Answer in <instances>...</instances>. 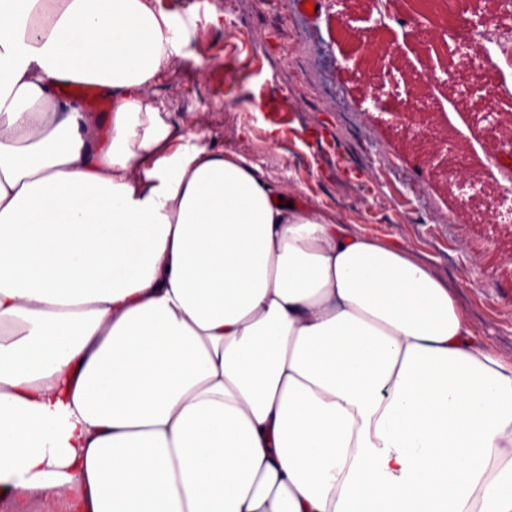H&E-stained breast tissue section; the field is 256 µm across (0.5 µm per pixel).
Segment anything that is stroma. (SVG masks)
<instances>
[{"mask_svg":"<svg viewBox=\"0 0 512 512\" xmlns=\"http://www.w3.org/2000/svg\"><path fill=\"white\" fill-rule=\"evenodd\" d=\"M293 0H237L235 24L224 0H158L183 32L182 62L152 87L174 121L202 112L224 149L248 155L280 186L298 189L342 223L385 241L407 242L453 288L477 336L512 360V223L496 224L498 181L461 203L454 176H432L428 145L409 124L367 111L368 66L340 64L345 19L365 24V0H323L313 17L292 15ZM438 130L467 143L489 108L455 103L436 90ZM236 104L218 112L220 100ZM260 101L259 111L249 102ZM281 137L271 141L269 128ZM481 282L471 285L472 271Z\"/></svg>","mask_w":512,"mask_h":512,"instance_id":"1","label":"stroma"}]
</instances>
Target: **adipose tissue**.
<instances>
[{
  "label": "adipose tissue",
  "mask_w": 512,
  "mask_h": 512,
  "mask_svg": "<svg viewBox=\"0 0 512 512\" xmlns=\"http://www.w3.org/2000/svg\"><path fill=\"white\" fill-rule=\"evenodd\" d=\"M181 53L151 0H0V500L512 512V362L408 248L177 131Z\"/></svg>",
  "instance_id": "ef3b65f1"
}]
</instances>
